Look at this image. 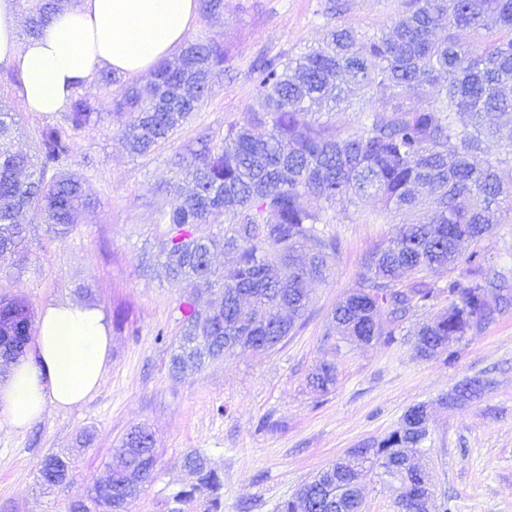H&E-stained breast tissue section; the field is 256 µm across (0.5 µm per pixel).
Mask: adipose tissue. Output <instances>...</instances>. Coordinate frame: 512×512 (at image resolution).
I'll use <instances>...</instances> for the list:
<instances>
[{"label":"adipose tissue","mask_w":512,"mask_h":512,"mask_svg":"<svg viewBox=\"0 0 512 512\" xmlns=\"http://www.w3.org/2000/svg\"><path fill=\"white\" fill-rule=\"evenodd\" d=\"M198 8V0H79L22 42L15 0H0V65L20 76L29 111L57 113L97 70L139 77L171 57ZM111 342L98 306H46L29 354L0 383V427L23 431L49 412L82 406L104 381Z\"/></svg>","instance_id":"adipose-tissue-1"}]
</instances>
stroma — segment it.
Masks as SVG:
<instances>
[{
    "instance_id": "35a3bbf8",
    "label": "stroma",
    "mask_w": 512,
    "mask_h": 512,
    "mask_svg": "<svg viewBox=\"0 0 512 512\" xmlns=\"http://www.w3.org/2000/svg\"><path fill=\"white\" fill-rule=\"evenodd\" d=\"M326 2L224 0L220 14L198 15L187 38L223 46L224 73L190 120L150 155L133 156L125 147L122 132L135 112L117 110L98 81L81 87L98 118L70 132L64 170L79 177L92 205L64 236L33 214L22 217L29 260L21 265L0 254V298H21L35 315L61 300L97 305L110 327V360L100 390L80 408L52 412L23 431L0 429V512H70L138 426L151 432L158 461L153 480L125 512H171L173 495L194 481L185 458L197 449L223 481L221 512H276L330 464L396 430L417 404L431 412L421 463L435 489L433 512H512V307L470 332L452 365L417 356L407 335L412 320L394 342L368 345L342 339L331 323L365 256L409 220L401 213L379 218L373 199L329 210L324 230L340 249L294 336L272 351L238 350L201 370L169 369L181 303L207 301L169 280L162 263L169 237L158 212L171 201L170 187L192 188L174 156L200 148L204 136L220 142L229 124L242 121L260 57L305 53L338 23L379 31L400 8L399 0H347L335 17L326 14ZM1 110L16 115L11 147L18 152L34 153L44 126L64 124L63 113L27 111L3 67ZM326 361L336 367V384L323 394L308 376ZM472 377L490 382L480 398L442 404L456 383ZM55 454L72 464L60 487L39 478L42 460Z\"/></svg>"
}]
</instances>
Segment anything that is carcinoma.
<instances>
[{"label": "carcinoma", "instance_id": "obj_1", "mask_svg": "<svg viewBox=\"0 0 512 512\" xmlns=\"http://www.w3.org/2000/svg\"><path fill=\"white\" fill-rule=\"evenodd\" d=\"M72 0H16L26 14V35L36 37L49 17ZM466 29L475 40L464 45L455 32ZM224 48L189 42L173 61L161 62L140 86L118 89L115 107L138 112L137 125L123 131L129 152L145 156L165 145L208 96L224 71ZM256 106L224 139L231 150L208 147L175 165L194 182L188 194L173 191L159 211L168 226L169 278L212 296L205 310L186 302L181 311L178 352L171 369L199 368L239 348V336H257L249 349L266 352L297 331L306 320L311 287L326 281L339 241L319 228L329 223L325 210H312L316 197L332 208L371 195L382 215H418L400 224L382 246L369 252L365 271L333 312L343 335L359 342H390L410 315L448 294V307L415 331L414 349L430 358L458 359L454 343L474 326L489 324L512 305V277L486 266L476 249L499 224L512 223V0H402V10L381 34L369 35L338 25L325 45L287 59L264 56L254 65ZM413 91L405 96V90ZM368 94L377 106L363 112L357 129L343 132L311 112H340L350 93ZM466 114L470 124L458 126ZM65 122L73 131L94 122L90 102L72 98ZM16 121L0 113V248L19 251L25 228L17 218L34 211L50 230L63 235L75 214L90 202L80 180L58 171L71 143L55 125L42 128L38 163L15 152ZM224 219V233L203 228ZM235 255L224 270L212 268L214 251ZM414 277L399 287L405 274ZM447 275L438 287L428 277ZM389 316L385 326L378 315ZM32 329L28 305L0 300V345L21 357V338ZM309 384L321 393L336 385L331 363L318 366ZM419 404L405 425L372 448L352 452L305 483L277 512H325L336 499V478L358 480L365 472L400 483L398 512H416L420 491L412 462L427 436ZM157 463L151 434L130 431L114 450L110 486L96 484L89 503L73 512H121L149 482ZM196 483L181 490L180 502L202 496L205 512H219L223 484L196 451L186 457ZM70 462L51 455L42 478L69 475Z\"/></svg>", "mask_w": 512, "mask_h": 512}]
</instances>
